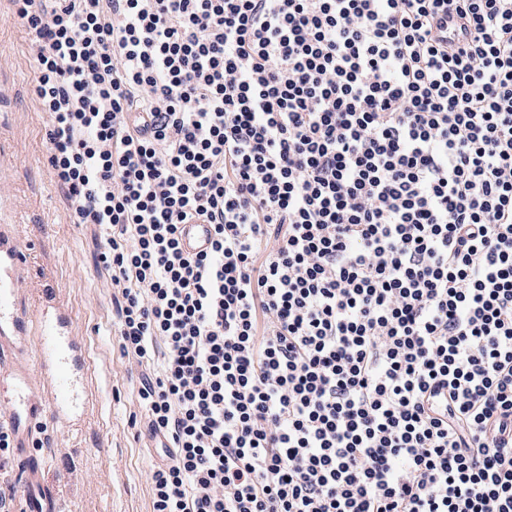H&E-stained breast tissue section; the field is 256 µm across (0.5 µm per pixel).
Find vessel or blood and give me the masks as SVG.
Wrapping results in <instances>:
<instances>
[{
	"label": "vessel or blood",
	"instance_id": "b4317fda",
	"mask_svg": "<svg viewBox=\"0 0 512 512\" xmlns=\"http://www.w3.org/2000/svg\"><path fill=\"white\" fill-rule=\"evenodd\" d=\"M13 154L0 140V382L13 395L0 400V426L13 433L20 455L15 477L25 497L21 512H57V491L46 474L44 456L32 454L35 423L45 417L79 431L92 406L85 386L86 345L75 313L59 288L34 284L27 255L30 235L16 217L22 205L13 176ZM210 224L184 225L182 244L190 253L208 250Z\"/></svg>",
	"mask_w": 512,
	"mask_h": 512
}]
</instances>
